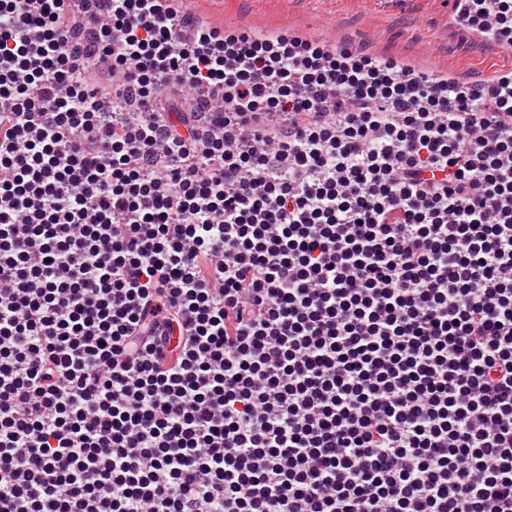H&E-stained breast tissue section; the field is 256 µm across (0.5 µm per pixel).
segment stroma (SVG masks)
<instances>
[{
  "label": "stroma",
  "mask_w": 512,
  "mask_h": 512,
  "mask_svg": "<svg viewBox=\"0 0 512 512\" xmlns=\"http://www.w3.org/2000/svg\"><path fill=\"white\" fill-rule=\"evenodd\" d=\"M452 0H193V12L230 28L292 29L336 44L471 79L512 71V48L481 46L453 27Z\"/></svg>",
  "instance_id": "35a3bbf8"
}]
</instances>
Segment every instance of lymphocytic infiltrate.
<instances>
[{
    "instance_id": "f902f5d3",
    "label": "lymphocytic infiltrate",
    "mask_w": 512,
    "mask_h": 512,
    "mask_svg": "<svg viewBox=\"0 0 512 512\" xmlns=\"http://www.w3.org/2000/svg\"><path fill=\"white\" fill-rule=\"evenodd\" d=\"M0 512H512V74L0 0Z\"/></svg>"
}]
</instances>
